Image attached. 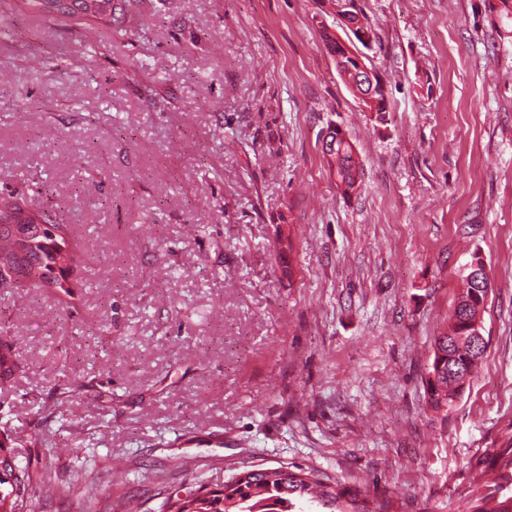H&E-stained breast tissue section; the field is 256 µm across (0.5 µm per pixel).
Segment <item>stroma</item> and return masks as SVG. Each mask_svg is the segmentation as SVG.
<instances>
[{
    "instance_id": "obj_1",
    "label": "stroma",
    "mask_w": 512,
    "mask_h": 512,
    "mask_svg": "<svg viewBox=\"0 0 512 512\" xmlns=\"http://www.w3.org/2000/svg\"><path fill=\"white\" fill-rule=\"evenodd\" d=\"M333 3L144 0L124 37L91 39L0 14V193L81 254L72 293L0 288L23 367L0 428L43 434L16 451L32 512H162L281 464L390 512H465L478 460L512 439V14L357 0L379 122L325 47ZM334 126L363 168L348 196ZM476 255L488 345L437 410L432 344Z\"/></svg>"
}]
</instances>
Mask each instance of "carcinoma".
Returning a JSON list of instances; mask_svg holds the SVG:
<instances>
[{
  "instance_id": "obj_1",
  "label": "carcinoma",
  "mask_w": 512,
  "mask_h": 512,
  "mask_svg": "<svg viewBox=\"0 0 512 512\" xmlns=\"http://www.w3.org/2000/svg\"><path fill=\"white\" fill-rule=\"evenodd\" d=\"M51 0H15L13 9L33 16H48L60 25L75 20L93 26L102 21L107 29L118 35L120 28L112 27V0H89L92 11L55 13L47 8ZM335 142L329 149L336 163V184L343 194L361 184L362 168L353 158L354 147L348 140L331 137ZM21 202L23 198L0 195V283L7 282L15 288L30 285L34 288H58L69 292L68 277L78 262V256L68 244L71 228L68 224H53L48 215L33 223ZM471 280L464 279L459 302L473 303L470 309H453L450 332L435 339L430 370L440 374L438 388L430 394L434 408L449 407L460 388L459 380L472 377L476 364L469 360L470 350H459L452 344L454 336H468V321L477 314L478 299ZM18 364L8 345L0 343V380L10 379ZM31 437L8 433L0 434V468L11 474V480L0 489V512H30V475L24 468L14 469L12 457L2 454L5 445H21ZM482 475L486 476L482 487L463 492L466 512H512V444L495 448L479 461ZM298 479L287 482L280 478V468L252 470L245 482L232 475L224 482L231 488L227 494L208 492L205 496L169 499L162 505V512H304L297 508L302 502L315 506L314 512H389L388 502L367 492L352 490L339 479L310 468H296Z\"/></svg>"
}]
</instances>
